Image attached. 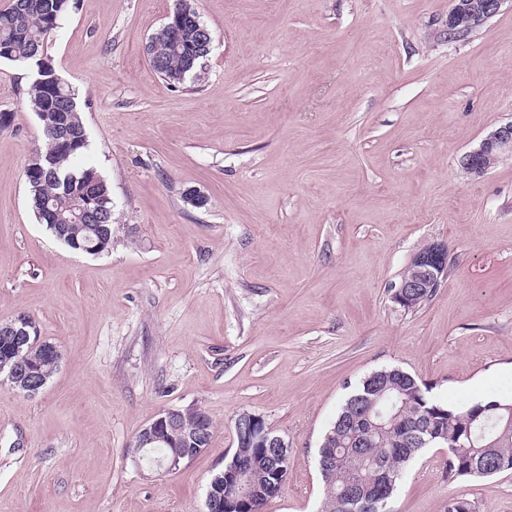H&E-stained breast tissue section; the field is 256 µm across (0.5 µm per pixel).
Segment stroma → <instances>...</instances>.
<instances>
[{"label": "stroma", "mask_w": 512, "mask_h": 512, "mask_svg": "<svg viewBox=\"0 0 512 512\" xmlns=\"http://www.w3.org/2000/svg\"><path fill=\"white\" fill-rule=\"evenodd\" d=\"M215 37L169 86L144 52L177 0H71L48 46L112 189V251L38 224L24 168L42 144L32 70L0 60V321L24 313L60 367L29 397L0 381V512H206L260 415L289 443L264 512H320L317 449L385 366L458 407L512 400V155L460 165L512 121V0L449 39L451 0H190ZM203 195V207L187 202ZM453 264L433 297L393 293L413 254ZM197 407L209 447L171 472L131 445ZM423 449L390 512H512V471L449 479Z\"/></svg>", "instance_id": "35a3bbf8"}]
</instances>
